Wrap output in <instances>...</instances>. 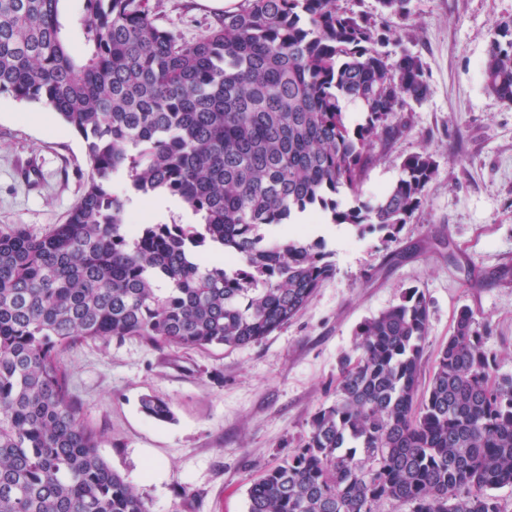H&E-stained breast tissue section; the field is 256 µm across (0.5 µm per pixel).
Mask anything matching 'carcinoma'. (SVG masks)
I'll list each match as a JSON object with an SVG mask.
<instances>
[{
	"instance_id": "obj_1",
	"label": "carcinoma",
	"mask_w": 512,
	"mask_h": 512,
	"mask_svg": "<svg viewBox=\"0 0 512 512\" xmlns=\"http://www.w3.org/2000/svg\"><path fill=\"white\" fill-rule=\"evenodd\" d=\"M60 2L0 0V95L57 112L92 169L64 223L0 230V512H149L81 421L63 350L127 337L244 347L294 318L335 265L324 240L279 227L322 214L394 238L433 154L404 158L374 204L359 187L427 83L419 57L388 62L385 35L337 0H242L197 39L159 24L162 0H80L78 51ZM378 3L409 13V0ZM482 70L512 104V20L494 24ZM123 174L127 191L176 197L204 223L130 231L112 190ZM203 251L222 258L201 265ZM429 327L417 288L359 326L336 401L251 482L246 512H504L493 490L512 486V376L463 307L420 390ZM141 410L171 415L154 396Z\"/></svg>"
}]
</instances>
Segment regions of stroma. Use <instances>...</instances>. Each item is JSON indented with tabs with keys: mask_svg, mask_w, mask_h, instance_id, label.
<instances>
[{
	"mask_svg": "<svg viewBox=\"0 0 512 512\" xmlns=\"http://www.w3.org/2000/svg\"><path fill=\"white\" fill-rule=\"evenodd\" d=\"M340 5L390 30L382 52L392 61L418 56L428 86L368 169L363 200L376 203L402 160L422 149L436 172L397 241L309 221L306 238L324 239L336 272L258 343L180 348L128 338L63 352L81 419L102 436L101 456L150 512H246L250 481L287 458L314 413L335 400L358 326L397 305L405 289L429 301L426 360L467 307L490 327L498 373L512 375V105L485 90L482 72L492 26L512 19V0H410L403 18L382 13L378 0ZM217 13L208 0H166L161 22L192 39ZM90 174L82 137L55 112L0 96V230L42 235L64 223ZM145 394L166 400L173 420L143 414Z\"/></svg>",
	"mask_w": 512,
	"mask_h": 512,
	"instance_id": "1",
	"label": "stroma"
}]
</instances>
